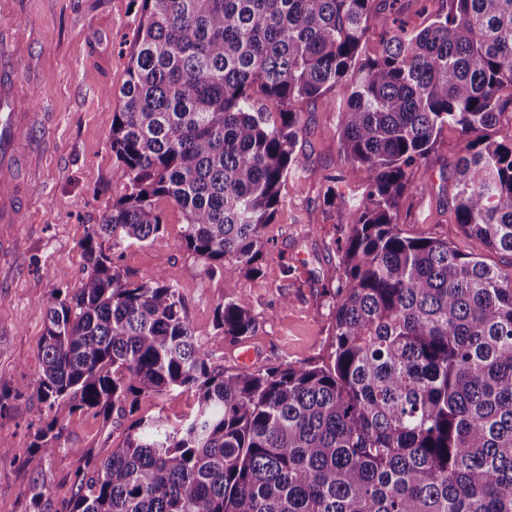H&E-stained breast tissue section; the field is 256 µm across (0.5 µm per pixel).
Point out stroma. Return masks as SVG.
Listing matches in <instances>:
<instances>
[{
	"label": "stroma",
	"mask_w": 512,
	"mask_h": 512,
	"mask_svg": "<svg viewBox=\"0 0 512 512\" xmlns=\"http://www.w3.org/2000/svg\"><path fill=\"white\" fill-rule=\"evenodd\" d=\"M23 26L28 55L39 72L29 85L36 125H48L49 139L36 156L13 246L0 255V393L24 389L27 399L0 412V436L9 452L0 454V512H28L32 478L51 490L52 512H69L75 476L84 469L82 449L105 455L122 443L132 417H102L56 411L63 428L51 456L33 448L41 368L39 343L46 326L45 298L51 288L76 290L85 275L81 244L112 202L127 191L128 179L110 147L113 112L123 104L130 45L139 24L136 0H18L9 16ZM347 82L330 93L329 104H302L306 133L297 149L308 168L288 175L281 186L283 204L262 230L266 243L260 273L228 279L211 273L207 262L182 247L181 210L160 201L164 230L144 243L118 247L122 273L138 277L161 271L184 304L196 339L215 365L226 371L320 364L332 352V324L338 265L337 227L354 222L343 205L327 211L329 175L349 172L345 192L360 195L362 174L340 152L338 107ZM463 146L460 133L444 129L434 150L401 200L400 222L413 235L432 233L461 251L482 255L495 267L512 263L487 251L483 242L464 236L452 212L455 163ZM233 301L256 319L251 336L225 339L214 326V309ZM194 408L189 394L141 397L134 417L158 415L177 421Z\"/></svg>",
	"instance_id": "1"
}]
</instances>
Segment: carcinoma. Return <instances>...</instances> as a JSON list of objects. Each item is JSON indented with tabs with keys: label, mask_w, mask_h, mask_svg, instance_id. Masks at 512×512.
<instances>
[{
	"label": "carcinoma",
	"mask_w": 512,
	"mask_h": 512,
	"mask_svg": "<svg viewBox=\"0 0 512 512\" xmlns=\"http://www.w3.org/2000/svg\"><path fill=\"white\" fill-rule=\"evenodd\" d=\"M373 2L140 0L110 130L127 193L82 243L80 287L46 296L36 414L107 421L184 392L195 409L140 418L89 458L70 512H512V271L398 221L453 127L456 224L512 256V138L495 136L512 120V0H448L411 32ZM347 76L340 147L365 190L347 198L333 176L325 199L358 213L337 240L331 362L227 372L163 274L123 275L104 244L158 236L167 200L211 272L258 273L281 184L308 164L298 104ZM214 319L232 340L255 328L232 301ZM61 432L51 420L33 448L52 455ZM30 493V512H50L44 484Z\"/></svg>",
	"instance_id": "cac0c4a2"
}]
</instances>
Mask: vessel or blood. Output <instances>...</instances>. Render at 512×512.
<instances>
[{"label": "vessel or blood", "instance_id": "1", "mask_svg": "<svg viewBox=\"0 0 512 512\" xmlns=\"http://www.w3.org/2000/svg\"><path fill=\"white\" fill-rule=\"evenodd\" d=\"M16 39L0 30V224L17 223L24 197L15 175L23 161V138L36 137L15 76Z\"/></svg>", "mask_w": 512, "mask_h": 512}]
</instances>
